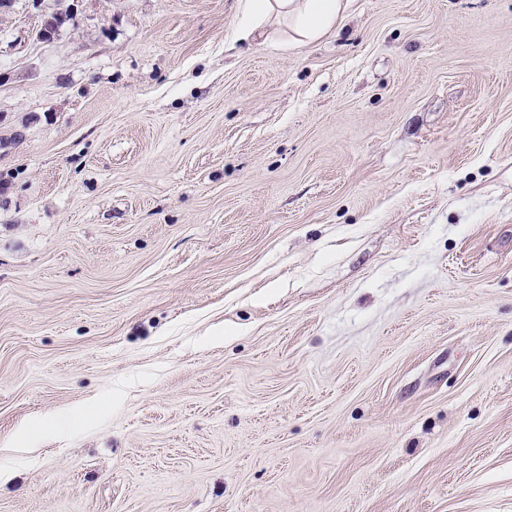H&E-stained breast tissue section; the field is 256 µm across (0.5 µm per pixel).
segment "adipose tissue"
Here are the masks:
<instances>
[{"instance_id": "adipose-tissue-1", "label": "adipose tissue", "mask_w": 512, "mask_h": 512, "mask_svg": "<svg viewBox=\"0 0 512 512\" xmlns=\"http://www.w3.org/2000/svg\"><path fill=\"white\" fill-rule=\"evenodd\" d=\"M345 9L344 0H246L238 36L244 41L284 22L294 42H315L335 28Z\"/></svg>"}]
</instances>
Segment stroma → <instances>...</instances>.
<instances>
[{"instance_id":"stroma-1","label":"stroma","mask_w":512,"mask_h":512,"mask_svg":"<svg viewBox=\"0 0 512 512\" xmlns=\"http://www.w3.org/2000/svg\"><path fill=\"white\" fill-rule=\"evenodd\" d=\"M243 11L0 9V512H512V0ZM238 26L240 41L255 37L264 26L288 22L291 40L307 44L331 32L347 0H245Z\"/></svg>"}]
</instances>
